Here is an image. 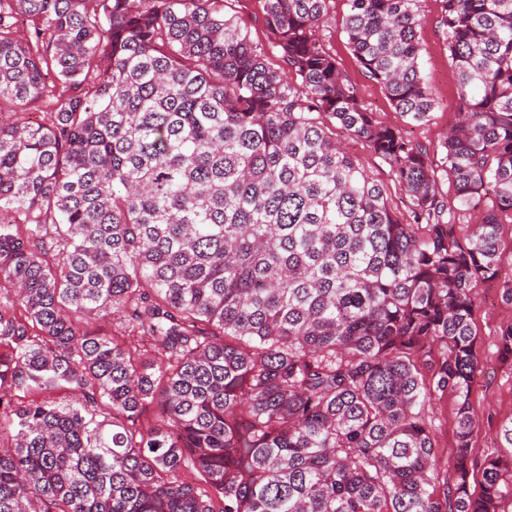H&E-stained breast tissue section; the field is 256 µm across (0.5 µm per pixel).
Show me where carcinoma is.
Returning a JSON list of instances; mask_svg holds the SVG:
<instances>
[{
    "instance_id": "cac0c4a2",
    "label": "carcinoma",
    "mask_w": 512,
    "mask_h": 512,
    "mask_svg": "<svg viewBox=\"0 0 512 512\" xmlns=\"http://www.w3.org/2000/svg\"><path fill=\"white\" fill-rule=\"evenodd\" d=\"M226 2L0 0V512H512V417L477 458L470 399L475 288L512 305V0H442L436 161L315 37L329 0H261L266 48ZM419 3L348 0L342 25L416 125ZM111 314L125 335L92 326ZM497 349L512 369V322ZM336 137L341 139V141L346 144V148L362 161L370 177L389 187L392 206L397 212L404 213V200L401 198L402 196L399 191L394 189L389 167L380 158L370 152L362 142L345 138L340 130H336ZM453 397L449 394L438 396L432 401L431 406L428 408V414L432 417L434 424V437L435 446L438 448L439 454L442 459L447 460L448 464L445 465L441 471L442 477L445 475L446 468L448 475L452 470L450 462V449L453 444Z\"/></svg>"
}]
</instances>
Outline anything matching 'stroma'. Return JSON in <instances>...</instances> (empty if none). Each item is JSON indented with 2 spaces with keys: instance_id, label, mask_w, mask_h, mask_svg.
Returning <instances> with one entry per match:
<instances>
[{
  "instance_id": "stroma-1",
  "label": "stroma",
  "mask_w": 512,
  "mask_h": 512,
  "mask_svg": "<svg viewBox=\"0 0 512 512\" xmlns=\"http://www.w3.org/2000/svg\"><path fill=\"white\" fill-rule=\"evenodd\" d=\"M347 13V0H329L327 19L317 29L316 38L335 56L340 70L355 86L361 104L373 112L376 120L402 128L407 136L426 146L430 159H437L440 143L457 110L455 70L440 26V0L421 2V68L436 100L430 122L423 125L407 124L385 90L358 67L342 32ZM476 293L473 328L480 339L481 367L475 374L471 401L480 422L473 442L474 452L480 457L493 447L499 423L512 417V369L501 365L496 348L500 325L512 321V306L502 301L498 285H481Z\"/></svg>"
}]
</instances>
